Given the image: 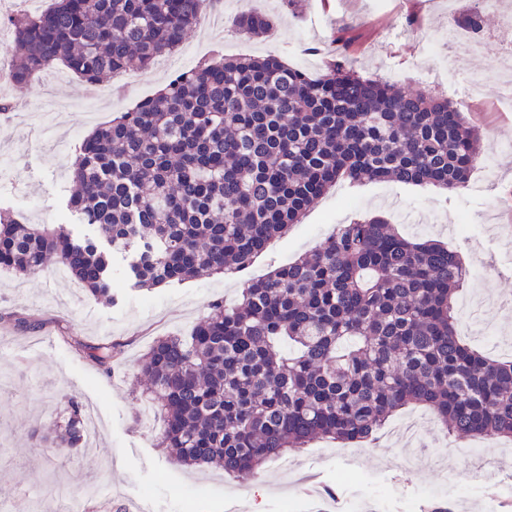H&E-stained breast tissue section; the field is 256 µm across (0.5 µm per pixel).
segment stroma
<instances>
[{"mask_svg": "<svg viewBox=\"0 0 512 512\" xmlns=\"http://www.w3.org/2000/svg\"><path fill=\"white\" fill-rule=\"evenodd\" d=\"M273 15L266 34L238 32L242 6ZM223 22L212 10L198 18L178 60L160 58L152 69L133 68L114 77L125 95L104 104L83 95L82 80L53 84L55 108L29 113L0 112V142L9 164L0 176V207L29 224L62 222L88 234L92 228L67 208L74 191L69 166L82 139L134 101L164 88L171 77L216 53L275 55L311 76L322 75L336 56L332 34L341 24L361 35L351 62L359 73L412 88L426 84L477 116L493 103L504 124L481 122L482 156L472 181L481 191L448 193L434 187L366 180L339 182L320 197L301 223L234 279L219 275L137 290L122 276L128 259L118 253L113 267L121 282L113 302L92 298L74 279L57 277L55 263L21 277L0 268V503L9 512H38L34 491L49 484L69 493L82 508L102 503L106 512H326L324 490H332L342 512H512V481L498 462L512 454V440L484 442L470 453V440L447 436L436 415L411 406L379 431L377 451L359 444L318 439L263 465L258 479L242 482L209 466H182L161 448L160 429L141 425L147 383L137 361L157 338L187 335L213 303L231 302L247 281L313 250L335 225L360 215H380L403 236L434 239L456 251L480 272L456 294L455 308L479 301V321L458 324L459 336L496 358L512 356V106L495 86L469 90L468 74L497 66L492 39L494 11L483 13L477 36L482 49L449 60L446 44H433L452 19L448 0H303L285 9L281 0H222ZM121 343L111 371L74 349L75 342ZM97 414L94 445L58 448L68 397ZM482 459L485 472L473 480L468 465ZM313 495H304V488Z\"/></svg>", "mask_w": 512, "mask_h": 512, "instance_id": "35a3bbf8", "label": "stroma"}]
</instances>
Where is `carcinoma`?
Returning a JSON list of instances; mask_svg holds the SVG:
<instances>
[{"label": "carcinoma", "instance_id": "obj_1", "mask_svg": "<svg viewBox=\"0 0 512 512\" xmlns=\"http://www.w3.org/2000/svg\"><path fill=\"white\" fill-rule=\"evenodd\" d=\"M208 0H52L1 17L17 83L58 64L89 84L146 69L180 47ZM237 27L273 20L250 9ZM339 57L313 79L274 56H229L173 77L96 127L76 150L68 207L95 226L24 224L0 211V266L36 274L54 258L88 293L113 300L110 252H130L132 287L238 272L301 221L340 180L465 188L481 133L448 99L348 67L354 28L333 33ZM468 269L448 247L413 242L378 215L341 224L311 253L247 282L189 336L152 342L138 360L162 445L184 465L254 478L316 437L355 443L407 405L449 433L512 438V361L457 336L454 296ZM99 367L119 344L74 343ZM56 447L76 448L75 397Z\"/></svg>", "mask_w": 512, "mask_h": 512}]
</instances>
